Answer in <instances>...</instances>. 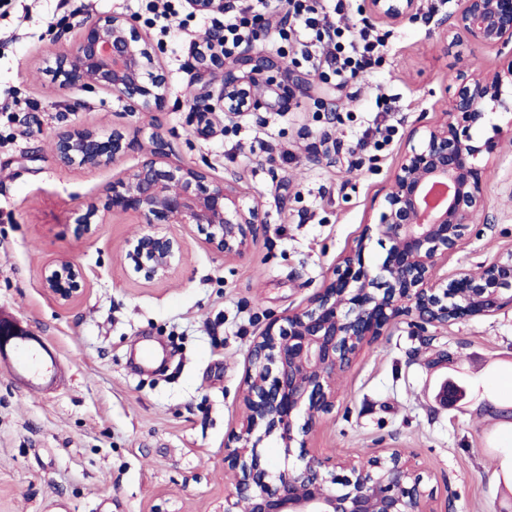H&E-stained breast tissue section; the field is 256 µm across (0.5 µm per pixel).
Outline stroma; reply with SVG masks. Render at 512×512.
Segmentation results:
<instances>
[{
	"label": "stroma",
	"instance_id": "obj_1",
	"mask_svg": "<svg viewBox=\"0 0 512 512\" xmlns=\"http://www.w3.org/2000/svg\"><path fill=\"white\" fill-rule=\"evenodd\" d=\"M145 0H33L18 38L0 26V92L19 90L17 122L0 116V315L43 344L45 371L22 358L0 361V512H224L230 478L225 443L241 415L250 346L268 319L297 309L334 264L376 223L377 197L414 127L439 118L451 78L470 64L498 66L504 53L445 46L440 21L457 0H420L417 17L389 32L383 66L347 87L283 61L260 110L219 135L197 134L189 101L210 74L195 67L194 42L210 26L194 16L159 45L167 77L158 117L100 91L63 94L47 73L73 46L86 18L112 12L144 18ZM71 29L49 24L59 8ZM396 100L384 114L377 90ZM161 125L175 163L235 180L259 204L256 245L240 260L214 254L177 224L184 260L165 281H149L120 260L142 228L133 214L105 215L80 235L86 202L103 196L136 165ZM390 125L389 142L355 144ZM137 133L139 147L95 168L65 166L54 154L70 128ZM338 146L330 160L323 135ZM483 224H475L441 272L473 267L512 246V137L504 138L485 184ZM66 256L82 267L84 293L61 307L43 287L46 266ZM459 400L440 406L442 385ZM512 310L420 332L395 324L336 376V406L323 415L312 456L340 462L404 448L435 492L438 512H512Z\"/></svg>",
	"mask_w": 512,
	"mask_h": 512
}]
</instances>
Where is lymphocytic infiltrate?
<instances>
[{"instance_id":"lymphocytic-infiltrate-1","label":"lymphocytic infiltrate","mask_w":512,"mask_h":512,"mask_svg":"<svg viewBox=\"0 0 512 512\" xmlns=\"http://www.w3.org/2000/svg\"><path fill=\"white\" fill-rule=\"evenodd\" d=\"M288 20L276 35L323 80L343 87L359 82L378 67L386 40L370 25L347 23L350 0H279ZM270 0H236L224 14L222 52L232 56L264 21Z\"/></svg>"}]
</instances>
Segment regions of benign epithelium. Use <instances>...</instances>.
Segmentation results:
<instances>
[{
	"instance_id": "benign-epithelium-1",
	"label": "benign epithelium",
	"mask_w": 512,
	"mask_h": 512,
	"mask_svg": "<svg viewBox=\"0 0 512 512\" xmlns=\"http://www.w3.org/2000/svg\"><path fill=\"white\" fill-rule=\"evenodd\" d=\"M232 0H186L195 14L224 13ZM418 0H366L365 11L391 25L411 21ZM450 31L476 49L512 46V0H458ZM210 48L195 55L197 69L219 73L220 89H204L190 103L197 132L211 136L225 122L257 112L265 99L264 74L280 66L254 42L230 63L221 60L219 36L206 35ZM159 48L135 17L112 13L87 19L77 44L60 52L53 78L63 93L101 91L126 100L140 112L166 104V76L157 64ZM443 118L419 125L417 143L407 148L390 176L377 223L365 228L357 248L332 269L307 303L269 320L247 354L240 396L242 418L224 449V471L232 489L224 512H438L434 491L418 466L398 448H382L371 465L340 464L307 457L320 418L336 403V374L349 368L361 350L401 319L426 331L473 317L512 309V248L474 268L439 278L440 263L455 251L471 225L485 220L488 165L478 160L498 152L501 131L483 143L472 130L495 112H512V58L493 70L471 66L455 79ZM223 118H218V114ZM152 148L98 201L87 204L76 225L94 235L106 214H134L143 229L128 240L121 261L148 280L164 281L183 261L180 240L160 224L196 228L203 242L226 260L244 258L262 223L259 205L244 203L229 181H215L198 166L169 165V142L160 126ZM122 129L101 134L89 128L56 136L55 156L65 165L111 163L135 147ZM390 243L380 264L366 261L367 242ZM84 273L66 257L46 266L43 285L66 307L83 292ZM29 333L15 321L0 320V357L12 345L38 365L24 344ZM305 416L302 426L297 418ZM265 439L298 448L299 463L270 469L258 450ZM348 471L336 473V468Z\"/></svg>"
}]
</instances>
